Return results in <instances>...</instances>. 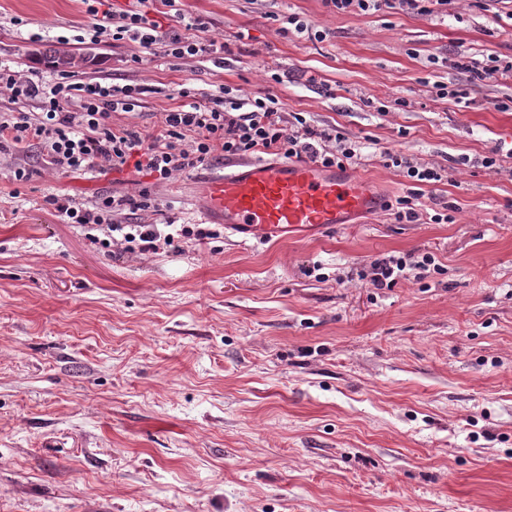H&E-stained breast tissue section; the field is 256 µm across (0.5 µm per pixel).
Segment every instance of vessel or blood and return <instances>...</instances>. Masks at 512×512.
I'll return each instance as SVG.
<instances>
[{
	"mask_svg": "<svg viewBox=\"0 0 512 512\" xmlns=\"http://www.w3.org/2000/svg\"><path fill=\"white\" fill-rule=\"evenodd\" d=\"M202 196L205 220L246 243L332 229L385 207L368 180L350 168L309 160L225 162L205 181Z\"/></svg>",
	"mask_w": 512,
	"mask_h": 512,
	"instance_id": "vessel-or-blood-1",
	"label": "vessel or blood"
}]
</instances>
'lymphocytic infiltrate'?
I'll list each match as a JSON object with an SVG mask.
<instances>
[{"instance_id":"1","label":"lymphocytic infiltrate","mask_w":512,"mask_h":512,"mask_svg":"<svg viewBox=\"0 0 512 512\" xmlns=\"http://www.w3.org/2000/svg\"><path fill=\"white\" fill-rule=\"evenodd\" d=\"M105 0H90L88 28L95 37L132 42L131 62H140L141 52L175 59L211 57L222 66L226 43L207 39L208 23L192 16L181 27H166L156 19L159 7L177 9L178 0H128L125 8L107 10ZM335 12L369 15L385 9L407 15L444 21L453 0H324ZM451 68L469 80L496 83L512 76V61L490 54L483 58L457 56ZM0 89L10 94L11 110L0 111V154L37 148L52 168L71 174L92 170L134 173L155 183L169 181L175 172L205 162L215 153L245 156L257 153L285 159H308L324 167H345L363 158L360 141L340 135L335 128L312 126L299 112L285 111L278 97L266 94L238 98L224 85H217L207 102L190 101V89L179 92L183 104L161 112L157 128L145 134L115 123L113 116L131 112L144 89L126 84L108 85L77 80L70 73L48 83L0 61ZM380 161L399 171L413 186L447 181L444 167L421 162L399 152L380 151ZM49 205L63 223L82 227L86 237L104 249L159 254L179 252L182 244H201L219 238V231L205 224H177L161 232L154 224H121L127 211L157 209L148 193L129 196L112 193L88 202L68 194L54 195ZM433 253L380 256L360 268V279L376 289L395 287L414 270L441 271Z\"/></svg>"}]
</instances>
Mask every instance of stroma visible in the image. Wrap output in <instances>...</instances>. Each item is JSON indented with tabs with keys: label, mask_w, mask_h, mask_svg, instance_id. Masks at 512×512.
<instances>
[{
	"label": "stroma",
	"mask_w": 512,
	"mask_h": 512,
	"mask_svg": "<svg viewBox=\"0 0 512 512\" xmlns=\"http://www.w3.org/2000/svg\"><path fill=\"white\" fill-rule=\"evenodd\" d=\"M234 54L127 61V44L77 42L81 0H0V59L44 80L73 61L83 80L145 92L117 123L154 132L180 87L276 94L286 111L352 139L446 166L425 214L389 213L288 240L224 234L178 254L113 255L46 198L149 190L161 213L131 224L203 223L216 156L165 184L75 175L35 152L0 157V512H512V82L471 83L454 54L512 59V20L456 0L447 24L322 0H181ZM298 13L323 41L279 34ZM288 72L278 84L274 73ZM465 88L462 108L436 99ZM388 107L379 113L377 103ZM33 175L22 188L7 175ZM389 200L411 185L364 160ZM431 252L443 273L378 290L354 276L379 256Z\"/></svg>",
	"instance_id": "stroma-1"
}]
</instances>
